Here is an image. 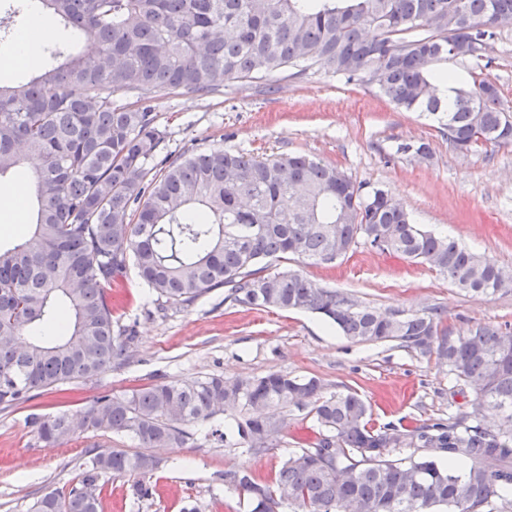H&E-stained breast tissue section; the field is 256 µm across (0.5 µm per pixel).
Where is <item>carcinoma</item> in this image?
<instances>
[{"label":"carcinoma","instance_id":"1","mask_svg":"<svg viewBox=\"0 0 512 512\" xmlns=\"http://www.w3.org/2000/svg\"><path fill=\"white\" fill-rule=\"evenodd\" d=\"M30 0H4L0 39ZM62 28L94 44L45 42L46 65L0 84V181L25 152L36 214L27 238L0 245V411L39 392L120 371L132 360V326H115L108 290L134 267L159 310L187 308L216 288L250 308L303 310L354 343L395 342L437 354L451 380L495 410L413 427L369 426L350 390L328 393L316 377L270 372L171 380L104 391L74 413L32 417L39 438L64 444L89 431L121 433L166 448L191 428L229 414L211 435L255 454L278 447L285 408L309 407L317 435L287 452L274 482L224 473L246 512H485L512 494V332L482 324L443 327L437 308L382 312L273 262L296 256L331 264L359 241L430 265L460 291L493 296L512 271L444 235L424 231L382 189L365 194L343 170L305 155L247 158L190 148L152 164L165 132L154 101L186 90L213 94L232 79H269L318 65L374 85L398 109L442 123L462 154L481 142L512 143V114L486 79L452 80L436 66L467 59L512 23V0H38ZM136 97L122 104L115 95ZM407 448L428 454L394 459ZM162 460L143 451L93 453L64 493L32 512H99L106 475L133 479L152 497Z\"/></svg>","mask_w":512,"mask_h":512}]
</instances>
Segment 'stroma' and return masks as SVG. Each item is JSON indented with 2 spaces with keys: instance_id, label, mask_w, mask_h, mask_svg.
<instances>
[{
  "instance_id": "1",
  "label": "stroma",
  "mask_w": 512,
  "mask_h": 512,
  "mask_svg": "<svg viewBox=\"0 0 512 512\" xmlns=\"http://www.w3.org/2000/svg\"><path fill=\"white\" fill-rule=\"evenodd\" d=\"M458 79L496 82L504 109L512 113V24L497 28L483 58L449 60ZM157 123L166 133L161 155L185 147H219L247 157L305 154L342 168L363 191L382 188L399 199L422 229L443 232L463 246L512 269V144H484L456 152L433 117L395 109L377 89L346 82L321 68L271 80H231L221 92L198 96L183 90L159 97ZM428 141L432 155L420 160L398 153L401 144ZM279 268L319 286L343 291L382 310L415 313L440 308L445 322L464 332L477 324L512 329V290L471 297L429 265L380 254L360 243L330 266L297 258ZM218 288L193 305L152 318L155 300L129 271L112 291L113 319L135 324L138 341L130 365L61 391L43 392L28 408L0 411V512H31L44 491H67L90 450L136 452L130 437L87 432L65 445L40 440L29 412H76L104 390L115 393L162 380L209 374L258 377L273 371L319 378L327 391L352 389L372 408L371 423L413 426L475 411L478 401L465 386H450L437 356L422 357L391 343L356 344L315 314L250 309L227 302ZM280 447L255 455L209 436L196 426L186 444L155 449L164 462L152 498L133 496L125 479H106L102 512H180L187 500L200 512H241L238 492L221 473L246 471L274 480L284 449L313 438L309 409L288 407Z\"/></svg>"
}]
</instances>
